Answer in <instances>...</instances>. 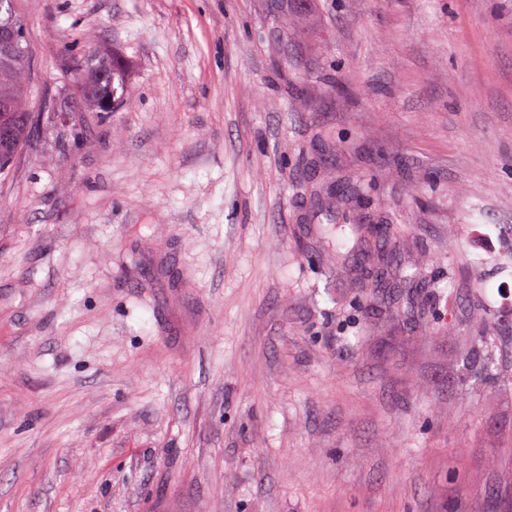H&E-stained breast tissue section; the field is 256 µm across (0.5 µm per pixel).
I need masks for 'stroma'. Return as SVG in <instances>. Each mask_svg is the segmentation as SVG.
Segmentation results:
<instances>
[{
  "label": "stroma",
  "mask_w": 512,
  "mask_h": 512,
  "mask_svg": "<svg viewBox=\"0 0 512 512\" xmlns=\"http://www.w3.org/2000/svg\"><path fill=\"white\" fill-rule=\"evenodd\" d=\"M25 9L0 512H512V0ZM96 65L93 68H85L82 64L78 68L85 77L84 104L107 112L103 107L105 102H123L127 98V87L125 81V65H119L114 55L94 54ZM112 74V84H111ZM117 82V86L114 84ZM118 89L121 90L117 97Z\"/></svg>",
  "instance_id": "35a3bbf8"
}]
</instances>
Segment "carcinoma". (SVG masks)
I'll use <instances>...</instances> for the list:
<instances>
[{
	"mask_svg": "<svg viewBox=\"0 0 512 512\" xmlns=\"http://www.w3.org/2000/svg\"><path fill=\"white\" fill-rule=\"evenodd\" d=\"M8 3V12H0V28L10 25L12 35H0V180L10 175L11 166L29 140L31 122L30 101L33 87L26 81L29 71V50L25 37L15 35L26 30L27 15L21 8V0H0ZM93 68H80L85 77L84 104L101 109L112 100L127 98L125 65L118 64L115 57L107 54L95 55ZM364 252L368 257L378 252L372 237L376 228L360 225L357 228Z\"/></svg>",
	"mask_w": 512,
	"mask_h": 512,
	"instance_id": "carcinoma-1",
	"label": "carcinoma"
}]
</instances>
